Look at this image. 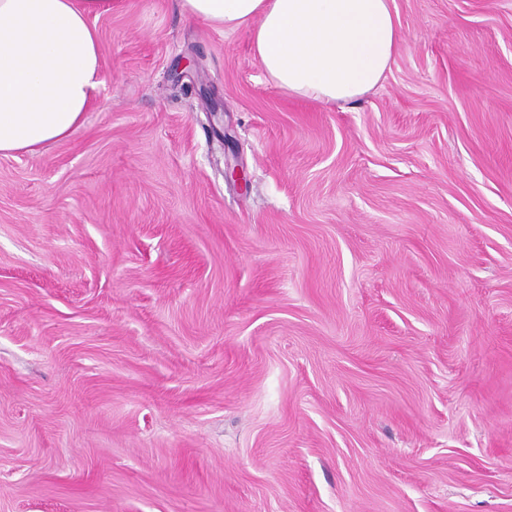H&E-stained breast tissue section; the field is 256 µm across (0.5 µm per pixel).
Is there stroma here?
Returning a JSON list of instances; mask_svg holds the SVG:
<instances>
[{"mask_svg":"<svg viewBox=\"0 0 512 512\" xmlns=\"http://www.w3.org/2000/svg\"><path fill=\"white\" fill-rule=\"evenodd\" d=\"M394 8L344 105L94 19L83 127L0 156V512H512V0Z\"/></svg>","mask_w":512,"mask_h":512,"instance_id":"35a3bbf8","label":"stroma"}]
</instances>
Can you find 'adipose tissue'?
<instances>
[{
  "label": "adipose tissue",
  "instance_id": "ef3b65f1",
  "mask_svg": "<svg viewBox=\"0 0 512 512\" xmlns=\"http://www.w3.org/2000/svg\"><path fill=\"white\" fill-rule=\"evenodd\" d=\"M392 0H180L210 27L247 30L289 95L347 103L390 72L401 40ZM112 0H0V155L34 154L81 128L102 85L92 20Z\"/></svg>",
  "mask_w": 512,
  "mask_h": 512
}]
</instances>
